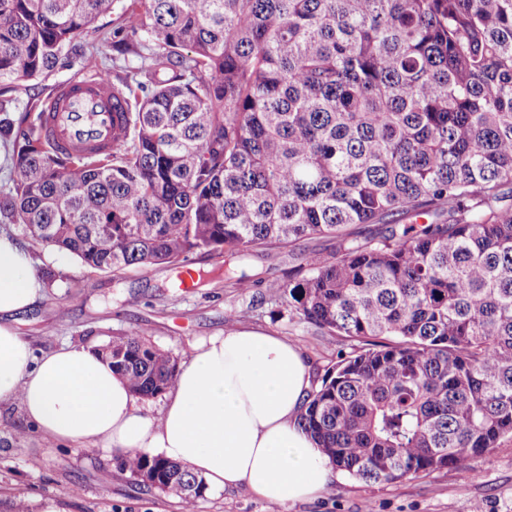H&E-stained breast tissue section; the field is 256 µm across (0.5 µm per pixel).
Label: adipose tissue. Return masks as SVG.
I'll return each mask as SVG.
<instances>
[{
	"mask_svg": "<svg viewBox=\"0 0 512 512\" xmlns=\"http://www.w3.org/2000/svg\"><path fill=\"white\" fill-rule=\"evenodd\" d=\"M42 297L27 245L0 232V404L20 403L42 440L144 450L215 489L243 486L280 504L317 497L331 481L297 423L311 373L287 337L244 327L194 342L154 413L94 348L33 356L16 317Z\"/></svg>",
	"mask_w": 512,
	"mask_h": 512,
	"instance_id": "obj_1",
	"label": "adipose tissue"
}]
</instances>
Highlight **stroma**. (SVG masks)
I'll return each instance as SVG.
<instances>
[{
  "label": "stroma",
  "instance_id": "1",
  "mask_svg": "<svg viewBox=\"0 0 512 512\" xmlns=\"http://www.w3.org/2000/svg\"><path fill=\"white\" fill-rule=\"evenodd\" d=\"M130 0H116L67 47L71 66L33 81L19 109L38 112L54 86L82 74L88 63L111 75L113 83L139 78L147 54L146 35L112 46L123 26ZM332 238L259 247L244 255L198 252L194 267L207 270L197 287H176V272L164 265L130 269L119 275L92 272L71 255L40 245L31 249L38 273H51L43 299L22 314L18 329L36 351L63 344L96 347L132 331L147 332L151 342L185 359L193 341L223 334L231 327L253 328L288 337L306 357L312 385H319L350 339L328 336L306 323L287 303L271 300L272 286L305 276L303 257L319 251L331 257ZM241 268L251 278L246 290L228 288L226 268ZM65 315H57V307ZM23 440H16L18 429ZM119 451L81 445H48L28 427L19 404L0 405V512H12L23 499L29 512H182L178 497L141 491L119 467ZM512 512V437L468 467H449L397 483H369L336 471L325 492L310 500L279 504L254 497L247 488L206 491L197 512Z\"/></svg>",
  "mask_w": 512,
  "mask_h": 512
}]
</instances>
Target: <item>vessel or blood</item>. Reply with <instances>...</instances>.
<instances>
[{
  "instance_id": "b4317fda",
  "label": "vessel or blood",
  "mask_w": 512,
  "mask_h": 512,
  "mask_svg": "<svg viewBox=\"0 0 512 512\" xmlns=\"http://www.w3.org/2000/svg\"><path fill=\"white\" fill-rule=\"evenodd\" d=\"M111 78L85 73L58 84L46 110L49 140L71 150L111 144L119 139L120 128L113 118Z\"/></svg>"
}]
</instances>
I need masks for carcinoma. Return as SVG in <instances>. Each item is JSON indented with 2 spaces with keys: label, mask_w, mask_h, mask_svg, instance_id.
Masks as SVG:
<instances>
[{
  "label": "carcinoma",
  "mask_w": 512,
  "mask_h": 512,
  "mask_svg": "<svg viewBox=\"0 0 512 512\" xmlns=\"http://www.w3.org/2000/svg\"><path fill=\"white\" fill-rule=\"evenodd\" d=\"M137 2L125 29L158 50L116 86L122 140L78 153L45 112L15 120L17 95L114 0H0V223L92 272L165 264L194 285L197 251L333 237L273 287L355 341L299 417L328 463L393 483L512 436V0ZM99 354L143 399L175 385L178 358L141 331ZM121 465L146 492L192 484L184 512L206 490L159 455Z\"/></svg>",
  "instance_id": "1"
}]
</instances>
